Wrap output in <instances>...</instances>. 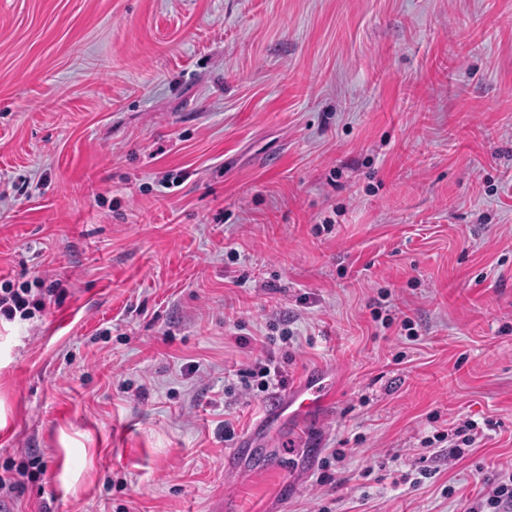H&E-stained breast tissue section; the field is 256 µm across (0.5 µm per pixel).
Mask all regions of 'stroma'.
Here are the masks:
<instances>
[{
    "instance_id": "stroma-1",
    "label": "stroma",
    "mask_w": 512,
    "mask_h": 512,
    "mask_svg": "<svg viewBox=\"0 0 512 512\" xmlns=\"http://www.w3.org/2000/svg\"><path fill=\"white\" fill-rule=\"evenodd\" d=\"M37 278L14 512H467L512 471V0H0V282ZM285 327L308 423L238 376ZM325 374L323 370L310 373L304 382L287 391L280 406L282 413L288 411V417L307 418L323 412L328 406ZM482 432V427H479L478 423L474 420L463 421L460 426L455 428L454 436H456L457 441L448 448L456 449L449 450L448 458L455 459L461 457L463 452L460 444L466 447H471L480 437Z\"/></svg>"
}]
</instances>
